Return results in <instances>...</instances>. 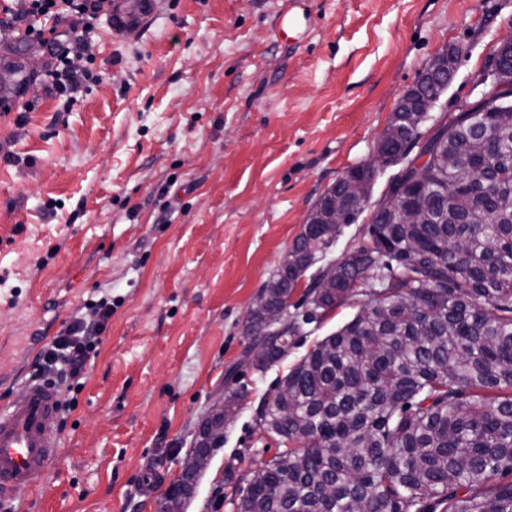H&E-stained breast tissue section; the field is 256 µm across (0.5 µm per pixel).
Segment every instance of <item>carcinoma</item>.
<instances>
[{"label": "carcinoma", "mask_w": 512, "mask_h": 512, "mask_svg": "<svg viewBox=\"0 0 512 512\" xmlns=\"http://www.w3.org/2000/svg\"><path fill=\"white\" fill-rule=\"evenodd\" d=\"M20 93L34 73L16 69ZM423 144L427 184L409 165L422 132L418 113L393 112L384 145L405 159L389 182L394 210L369 225L364 242L341 259L330 288L308 271L329 252L343 224H326L335 194L354 210L372 197L375 178L353 166L311 209L251 309L250 330L281 311L299 280L324 314L355 295L352 281L383 275L362 311L318 341L263 402L259 426L288 450L257 468L237 512H512V116L492 122L444 112ZM421 202V224L398 208ZM302 328L280 326L253 340L247 355L264 370L288 354ZM201 427L196 470L169 492L163 512H181L209 448L223 440L226 412Z\"/></svg>", "instance_id": "obj_1"}]
</instances>
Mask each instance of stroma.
I'll list each match as a JSON object with an SVG mask.
<instances>
[{"instance_id": "stroma-1", "label": "stroma", "mask_w": 512, "mask_h": 512, "mask_svg": "<svg viewBox=\"0 0 512 512\" xmlns=\"http://www.w3.org/2000/svg\"><path fill=\"white\" fill-rule=\"evenodd\" d=\"M512 26V0H145L86 34L95 80L0 110V401L40 347L116 302L59 455L17 512H162L203 423L241 400L184 512H237L285 446L264 399L362 296L306 326L266 370L244 324L317 199L368 162L400 96L458 49L438 109Z\"/></svg>"}]
</instances>
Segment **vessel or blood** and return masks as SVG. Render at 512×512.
I'll return each mask as SVG.
<instances>
[{
    "instance_id": "1",
    "label": "vessel or blood",
    "mask_w": 512,
    "mask_h": 512,
    "mask_svg": "<svg viewBox=\"0 0 512 512\" xmlns=\"http://www.w3.org/2000/svg\"><path fill=\"white\" fill-rule=\"evenodd\" d=\"M58 401L55 389L29 382L0 405V505L32 495L56 460Z\"/></svg>"
}]
</instances>
